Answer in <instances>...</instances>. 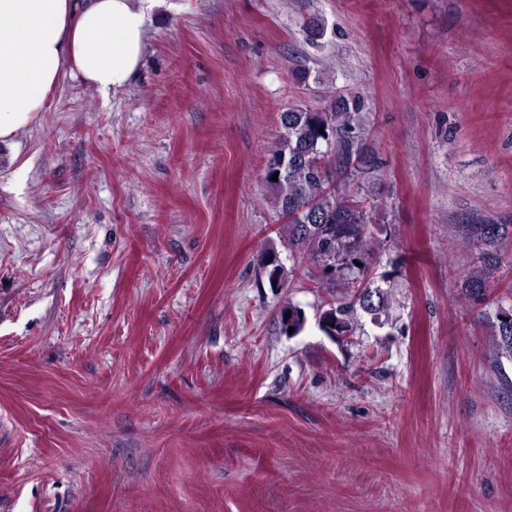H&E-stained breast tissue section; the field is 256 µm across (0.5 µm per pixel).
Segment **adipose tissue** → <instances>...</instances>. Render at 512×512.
I'll list each match as a JSON object with an SVG mask.
<instances>
[{
  "label": "adipose tissue",
  "mask_w": 512,
  "mask_h": 512,
  "mask_svg": "<svg viewBox=\"0 0 512 512\" xmlns=\"http://www.w3.org/2000/svg\"><path fill=\"white\" fill-rule=\"evenodd\" d=\"M164 0H0V143L42 112L63 71L101 95L138 74Z\"/></svg>",
  "instance_id": "ef3b65f1"
}]
</instances>
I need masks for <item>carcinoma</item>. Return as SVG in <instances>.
<instances>
[{"label":"carcinoma","mask_w":512,"mask_h":512,"mask_svg":"<svg viewBox=\"0 0 512 512\" xmlns=\"http://www.w3.org/2000/svg\"><path fill=\"white\" fill-rule=\"evenodd\" d=\"M284 135L266 163L264 181L271 189V204L281 218L288 250L308 256L322 269L336 275L357 271L348 299L339 300L322 312L319 322L330 336H348L357 324L358 311L373 317L383 311L387 294L365 280L364 267L375 239L373 216L346 185L345 177L362 157L365 129L360 107L341 98L325 111L290 108L279 115ZM278 180H272L273 174ZM506 224H464L462 233L480 248V265L465 282V295L475 301L485 295L492 270L493 254L508 234ZM269 283L281 286L287 273L274 252L261 256ZM289 318H280L283 332L300 333L306 321L304 311L288 304ZM495 345L512 357V306L497 307L491 322Z\"/></svg>","instance_id":"carcinoma-1"}]
</instances>
